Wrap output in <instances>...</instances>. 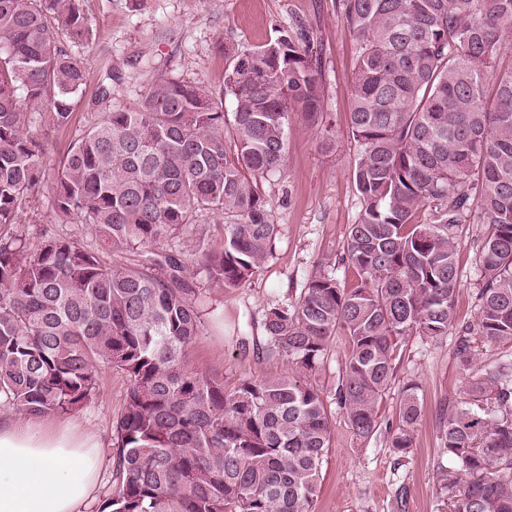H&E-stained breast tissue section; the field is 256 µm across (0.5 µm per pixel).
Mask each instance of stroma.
Segmentation results:
<instances>
[{
  "label": "stroma",
  "instance_id": "35a3bbf8",
  "mask_svg": "<svg viewBox=\"0 0 512 512\" xmlns=\"http://www.w3.org/2000/svg\"><path fill=\"white\" fill-rule=\"evenodd\" d=\"M333 2L83 0L96 38L73 53L87 64L93 83L113 75L112 100L95 102L93 83L87 86L74 124L53 141L54 168L99 112L135 106L154 74L217 92L224 87L225 45L255 48L281 34L295 37L304 30L323 43V110L334 124L333 133L323 139L302 113H291L287 168L266 185L278 226L274 254L243 287L212 290L203 313L204 334L188 353L190 367L222 377L229 386L246 374L261 379L283 370V361L244 356L240 345L241 339L261 338L269 306L294 300L324 261L336 265L341 284L352 279L351 271L337 263L347 228L362 208L350 178L357 147L346 131L357 42ZM483 230V225H469L457 240V312L466 323L475 319L480 275L476 252ZM460 336L455 328L438 339L418 334L406 339L395 379L379 406L383 428L370 441L357 439L343 415H336L316 512H448L451 465L439 452L438 417L443 407L467 398L468 376L456 356ZM102 377L98 395L71 420L107 449L128 381L114 370L103 371ZM411 383L420 386L423 415L414 447L401 455L391 448L386 426L397 422L401 390Z\"/></svg>",
  "mask_w": 512,
  "mask_h": 512
}]
</instances>
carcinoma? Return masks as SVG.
<instances>
[{
	"mask_svg": "<svg viewBox=\"0 0 512 512\" xmlns=\"http://www.w3.org/2000/svg\"><path fill=\"white\" fill-rule=\"evenodd\" d=\"M335 6L358 42L347 129L362 209L341 255L354 279L343 287L321 265L295 301L267 308L262 356L287 368L228 389L188 368L187 352L210 290L244 286L273 253L263 181L287 166L289 113L329 138L323 44L306 32L226 48L218 95L157 75L136 107L71 142L51 175L48 145L71 127L90 79L52 20L82 44L88 18L82 0H0V405L74 414L97 396L102 369L127 377L112 490L97 512H315L331 406L369 440L402 342L459 324L455 241L466 224L485 230L460 369L474 371L472 333L512 344V0ZM46 182L54 222L84 228L28 240L15 225ZM212 220L224 238L195 239L198 282L170 242ZM85 232L133 262L103 264ZM338 332L349 349L329 402L317 377ZM418 390L401 392L390 440L400 454L414 445ZM469 395L439 417L450 512H512V362Z\"/></svg>",
	"mask_w": 512,
	"mask_h": 512,
	"instance_id": "carcinoma-1",
	"label": "carcinoma"
}]
</instances>
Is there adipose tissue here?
I'll list each match as a JSON object with an SVG mask.
<instances>
[{"label": "adipose tissue", "instance_id": "obj_1", "mask_svg": "<svg viewBox=\"0 0 512 512\" xmlns=\"http://www.w3.org/2000/svg\"><path fill=\"white\" fill-rule=\"evenodd\" d=\"M72 423L0 412V512H83L104 461Z\"/></svg>", "mask_w": 512, "mask_h": 512}]
</instances>
